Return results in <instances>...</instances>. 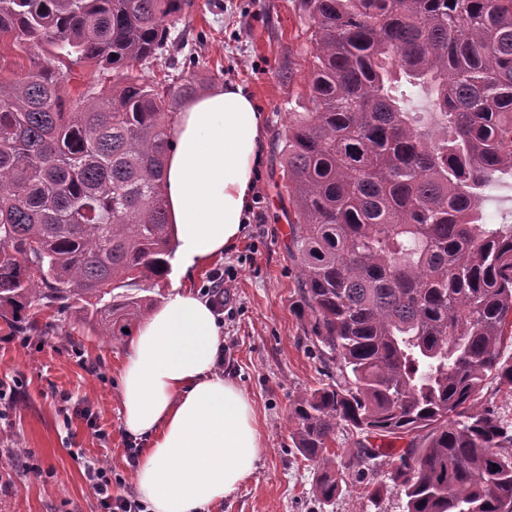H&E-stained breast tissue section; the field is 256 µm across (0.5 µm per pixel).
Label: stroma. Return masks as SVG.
<instances>
[{
	"mask_svg": "<svg viewBox=\"0 0 512 512\" xmlns=\"http://www.w3.org/2000/svg\"><path fill=\"white\" fill-rule=\"evenodd\" d=\"M179 46L144 66L146 79L178 75L198 60L213 84H240L264 117L265 145L254 174L261 199L252 205L245 232L207 270L146 284L144 293L162 302L174 284L204 292L216 274L233 278L217 319L224 330L218 374L252 398L265 449L253 477L209 512H403L404 491L389 478L407 446L390 440L389 456L350 467L360 440L338 426L331 448L343 478L331 504L314 492L317 472L293 447L288 416L302 392L341 379L338 362L320 355L310 339V317L299 313L296 269L283 229L293 207L282 177V137L288 115L306 105L312 68L310 23L300 0H193L173 32ZM127 338L93 336L76 314L40 315L31 330L0 320V381L10 394L0 399V512H96L85 478L88 463L104 459L120 482L116 495H131L133 469L126 460L132 442L120 415L119 367ZM90 403L93 422L74 417V405ZM24 449L18 465L14 449ZM382 485L378 503L369 487Z\"/></svg>",
	"mask_w": 512,
	"mask_h": 512,
	"instance_id": "1",
	"label": "stroma"
}]
</instances>
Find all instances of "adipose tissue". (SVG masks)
I'll use <instances>...</instances> for the list:
<instances>
[{
	"mask_svg": "<svg viewBox=\"0 0 512 512\" xmlns=\"http://www.w3.org/2000/svg\"><path fill=\"white\" fill-rule=\"evenodd\" d=\"M165 196L175 263L207 269L247 220L264 121L241 85L175 116ZM224 332L205 300L174 289L141 323L119 371L127 436L143 448L133 483L149 512H207L254 474L264 444L250 398L213 368Z\"/></svg>",
	"mask_w": 512,
	"mask_h": 512,
	"instance_id": "obj_1",
	"label": "adipose tissue"
}]
</instances>
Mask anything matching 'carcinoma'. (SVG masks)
Segmentation results:
<instances>
[{"instance_id": "cac0c4a2", "label": "carcinoma", "mask_w": 512, "mask_h": 512, "mask_svg": "<svg viewBox=\"0 0 512 512\" xmlns=\"http://www.w3.org/2000/svg\"><path fill=\"white\" fill-rule=\"evenodd\" d=\"M315 53L283 152L288 254L313 345L348 380L298 395L294 448L340 491L336 428L410 440L404 512H512V428L473 401L512 392V225L483 201L512 175V0H301ZM191 0H0V318L70 309L123 336L171 269L168 129L208 78L137 66L177 46ZM17 56L8 58L1 50ZM112 73L85 92L65 70ZM430 90L431 127L413 109Z\"/></svg>"}]
</instances>
